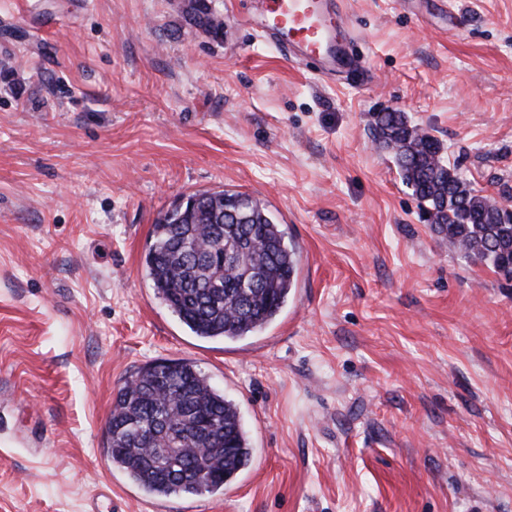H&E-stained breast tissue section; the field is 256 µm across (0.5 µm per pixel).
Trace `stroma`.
Returning <instances> with one entry per match:
<instances>
[{
	"mask_svg": "<svg viewBox=\"0 0 512 512\" xmlns=\"http://www.w3.org/2000/svg\"><path fill=\"white\" fill-rule=\"evenodd\" d=\"M338 6L371 83L287 60L234 0H0V512H512V280L432 232L373 131L404 113L512 207V0ZM223 189L299 260L233 341L143 266L177 199ZM171 359L253 449L217 492L150 495L108 455L119 387Z\"/></svg>",
	"mask_w": 512,
	"mask_h": 512,
	"instance_id": "obj_1",
	"label": "stroma"
}]
</instances>
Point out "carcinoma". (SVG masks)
I'll return each instance as SVG.
<instances>
[{
  "label": "carcinoma",
  "mask_w": 512,
  "mask_h": 512,
  "mask_svg": "<svg viewBox=\"0 0 512 512\" xmlns=\"http://www.w3.org/2000/svg\"><path fill=\"white\" fill-rule=\"evenodd\" d=\"M374 132L434 232L464 258L512 280V216L474 189L445 161L443 144L403 113H378ZM145 273L193 335L236 340L279 316L295 287L297 259L264 202L221 190L190 214L167 211L158 218ZM174 421L190 430L184 452L156 453L170 441ZM107 433L112 465L158 496L218 491L252 453L236 406L187 360L146 365L127 379L113 402ZM195 464L213 475L203 487L183 476Z\"/></svg>",
  "instance_id": "1"
}]
</instances>
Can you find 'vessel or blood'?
I'll list each match as a JSON object with an SVG mask.
<instances>
[{
    "mask_svg": "<svg viewBox=\"0 0 512 512\" xmlns=\"http://www.w3.org/2000/svg\"><path fill=\"white\" fill-rule=\"evenodd\" d=\"M256 28L299 63L327 78L352 60L345 50L348 19L330 0H259Z\"/></svg>",
    "mask_w": 512,
    "mask_h": 512,
    "instance_id": "vessel-or-blood-1",
    "label": "vessel or blood"
}]
</instances>
